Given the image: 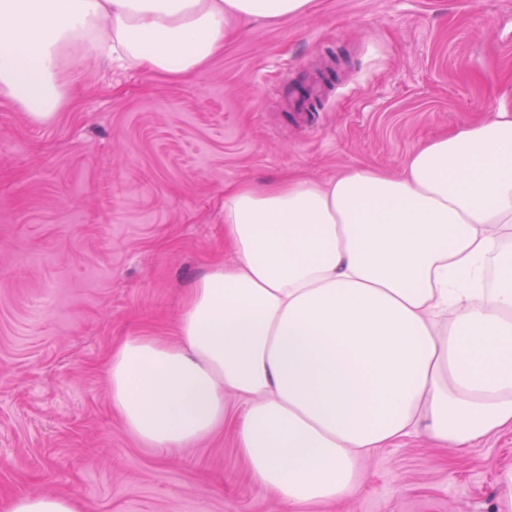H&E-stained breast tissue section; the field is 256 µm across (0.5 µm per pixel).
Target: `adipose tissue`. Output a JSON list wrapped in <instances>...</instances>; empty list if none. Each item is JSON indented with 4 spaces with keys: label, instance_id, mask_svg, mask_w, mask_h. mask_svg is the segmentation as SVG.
Listing matches in <instances>:
<instances>
[{
    "label": "adipose tissue",
    "instance_id": "ef3b65f1",
    "mask_svg": "<svg viewBox=\"0 0 512 512\" xmlns=\"http://www.w3.org/2000/svg\"><path fill=\"white\" fill-rule=\"evenodd\" d=\"M310 0H0V99L36 122L94 60L182 79L229 20ZM512 113L417 148L395 174L240 184L224 195L232 259L189 290L177 341L126 337L108 370L124 425L170 451L209 436L225 398L257 483L282 504L345 498L362 459L425 432L459 447L512 429ZM450 316L442 326L441 316ZM0 512H84L21 495Z\"/></svg>",
    "mask_w": 512,
    "mask_h": 512
}]
</instances>
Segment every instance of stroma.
Masks as SVG:
<instances>
[{"label":"stroma","mask_w":512,"mask_h":512,"mask_svg":"<svg viewBox=\"0 0 512 512\" xmlns=\"http://www.w3.org/2000/svg\"><path fill=\"white\" fill-rule=\"evenodd\" d=\"M334 67L316 111H281L284 71ZM48 123L0 101V501L77 497L86 512H283L250 474L234 418L163 452L112 406L129 335H173L194 279L229 258L224 190L355 167L402 170L436 137L512 111V0H310L232 22L176 80L71 72ZM512 430L457 449H379L341 502L297 512H504Z\"/></svg>","instance_id":"1"}]
</instances>
